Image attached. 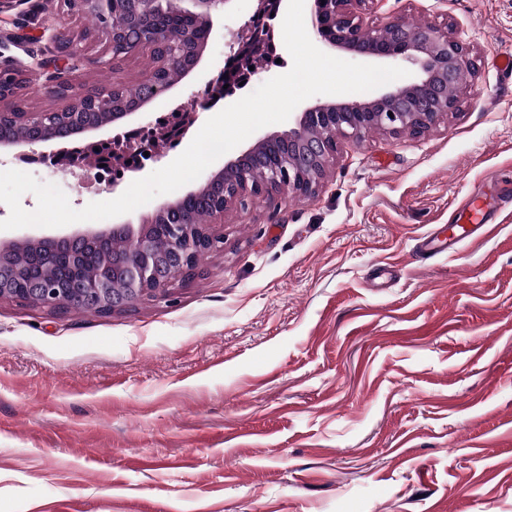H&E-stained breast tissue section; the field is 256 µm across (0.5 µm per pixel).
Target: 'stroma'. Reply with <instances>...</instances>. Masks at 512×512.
<instances>
[{
    "label": "stroma",
    "mask_w": 512,
    "mask_h": 512,
    "mask_svg": "<svg viewBox=\"0 0 512 512\" xmlns=\"http://www.w3.org/2000/svg\"><path fill=\"white\" fill-rule=\"evenodd\" d=\"M260 0H227L160 116L217 75ZM470 43L478 80L429 133L344 142L313 199L250 198L222 248L164 295L108 316L0 299V512H512V208L420 260L416 244L479 192L512 189V0H371ZM65 27L75 82L138 85L152 59L98 66L91 15L64 0L0 12V66L33 71ZM73 208L121 195L47 165Z\"/></svg>",
    "instance_id": "obj_1"
}]
</instances>
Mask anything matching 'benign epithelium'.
Instances as JSON below:
<instances>
[{
    "mask_svg": "<svg viewBox=\"0 0 512 512\" xmlns=\"http://www.w3.org/2000/svg\"><path fill=\"white\" fill-rule=\"evenodd\" d=\"M314 29L322 47L341 51L369 61L418 62L421 74L414 80L378 88L353 100L318 102L298 113L294 126L276 134H264L247 150L210 173L204 181L208 188H220L223 203L209 211L210 224L223 223L224 212L238 204L246 194L286 195L314 198L318 195L330 166L336 160L341 144L346 140L359 141L372 131L391 136L399 134L423 135L438 120L459 110V99L448 96V86L454 84L463 72L477 79L479 65L473 49L447 28L433 22L420 23L386 21L364 24L352 5L362 6L367 0H307ZM132 9L127 23L121 28L109 27L103 35L111 51L110 61L126 55L146 51L154 67L139 83L140 98L133 101L116 100L120 87H85L71 83L56 73L51 83L43 86L44 94L64 102L60 108L49 111L12 112L13 96L0 88V126L5 119L17 117L30 128V135L19 140L7 137L0 130V147L35 146L67 137L86 134L103 127L119 126L126 118L139 113L155 102L172 86L191 73L199 64L207 40H198L188 34L183 41L170 45L161 53L160 29L155 17L163 13L164 0H131ZM223 0H175L173 5L185 17L197 19L211 32V13ZM270 43L269 38L254 30V36L239 46L227 58L224 70L208 81L201 106H210L209 93L222 90L231 94L241 80L231 77L232 68L245 58ZM58 51L66 60L78 61L82 49L71 38L58 40ZM109 99L110 119L92 118L86 111L87 97ZM270 145L278 151V159L265 167L264 180L249 183L252 160L259 156L258 147ZM154 216H162L167 223L169 247L159 253L149 233V226L138 228L130 223L114 224L108 230H88L71 236H46L26 239L36 246L35 256L64 253L69 259L70 279L63 286L43 278L30 283L28 301L49 309L66 307L62 299L64 289L81 292L93 289V311L110 314L131 307L145 295L159 296L174 279L188 276L195 270L199 258L218 247L222 239L209 232V224L192 226L186 223L179 200L161 204ZM122 235L138 241L137 253L117 259L103 253L96 263L95 276L87 282L81 274L86 261L85 247ZM7 252L0 250V299L15 298L13 281L5 273Z\"/></svg>",
    "mask_w": 512,
    "mask_h": 512,
    "instance_id": "benign-epithelium-1",
    "label": "benign epithelium"
}]
</instances>
